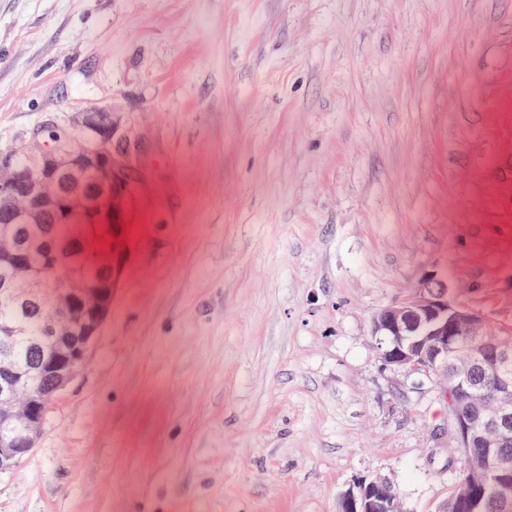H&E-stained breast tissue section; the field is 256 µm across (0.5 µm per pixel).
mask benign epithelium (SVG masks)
<instances>
[{"instance_id":"obj_1","label":"benign epithelium","mask_w":512,"mask_h":512,"mask_svg":"<svg viewBox=\"0 0 512 512\" xmlns=\"http://www.w3.org/2000/svg\"><path fill=\"white\" fill-rule=\"evenodd\" d=\"M78 138L48 139V127ZM149 136L134 112L118 105L76 112L64 126L49 121L0 152V305L39 306L48 272L85 246L82 227L104 224L99 279L74 269L38 317L46 350L23 367L11 345L29 328L0 325V473L14 469L39 438L50 403L87 362L112 309L124 264L132 207L152 170ZM25 224H74L77 231L44 246L36 267L24 242ZM482 312L459 302L448 278L430 270L406 297L372 315L384 365L445 377L448 423L459 469L439 512H500L512 504V335L484 334ZM336 512H403L381 477L357 476L339 495Z\"/></svg>"}]
</instances>
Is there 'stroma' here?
<instances>
[{"label": "stroma", "instance_id": "stroma-1", "mask_svg": "<svg viewBox=\"0 0 512 512\" xmlns=\"http://www.w3.org/2000/svg\"><path fill=\"white\" fill-rule=\"evenodd\" d=\"M112 102L154 172L0 512H437L444 381L371 317L434 268L512 330V0H0V150ZM336 512H403L397 493L381 477L357 476L339 495Z\"/></svg>", "mask_w": 512, "mask_h": 512}]
</instances>
